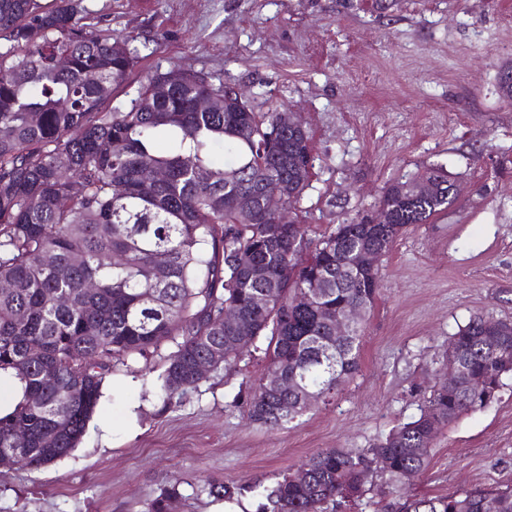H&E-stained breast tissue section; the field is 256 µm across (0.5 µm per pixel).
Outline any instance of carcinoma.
<instances>
[{
	"mask_svg": "<svg viewBox=\"0 0 512 512\" xmlns=\"http://www.w3.org/2000/svg\"><path fill=\"white\" fill-rule=\"evenodd\" d=\"M85 12L83 0H0V373L22 384L0 417V449L27 469L68 456L115 363L165 343L173 350L158 380L167 403L201 382L194 366L211 346H225L224 367L237 364L226 309L265 338V374L294 380L277 391L259 382L249 401L251 420L283 428L306 411L294 386L325 397L358 370L364 322L343 336L330 327L351 305L370 310L379 294V271L354 267V253L387 252L405 227L448 210L454 181L441 167L393 181L379 200L389 223L367 224L359 211L315 241L296 216L269 224L257 194L284 187L295 194L286 208L295 207L313 168L310 132L281 129L277 110L226 100L223 81L177 67L148 72L134 97L119 99L138 52L84 23ZM147 168L166 180L144 179ZM418 180L426 192L409 188ZM251 262L271 278L251 280ZM158 268L167 271L161 288L152 284ZM260 292L263 308L253 304ZM299 293L311 297L304 309L293 304ZM448 346L456 383H436L417 416L367 448L312 454L302 463L310 480L283 475L261 512H327L360 500L375 479L394 494L406 472L424 470L427 432L489 404L466 379L500 390L512 326L474 319ZM396 512H512V487L407 497Z\"/></svg>",
	"mask_w": 512,
	"mask_h": 512,
	"instance_id": "1",
	"label": "carcinoma"
}]
</instances>
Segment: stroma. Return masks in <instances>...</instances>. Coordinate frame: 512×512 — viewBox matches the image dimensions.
<instances>
[{"instance_id": "1", "label": "stroma", "mask_w": 512, "mask_h": 512, "mask_svg": "<svg viewBox=\"0 0 512 512\" xmlns=\"http://www.w3.org/2000/svg\"><path fill=\"white\" fill-rule=\"evenodd\" d=\"M90 23L155 68L204 72L265 112H300L314 168L297 212L311 238L383 186L432 166L460 198L407 226L383 256L360 369L284 429L250 423L263 353L211 371L165 405L154 373L169 345L117 366L80 444L37 470L0 468V512H258L261 489L325 448L359 450L417 415L443 376L448 339L471 319L512 321V0H84ZM164 34L155 45L154 34ZM239 487L231 502L204 478ZM512 484V372L496 400L434 439L413 497Z\"/></svg>"}]
</instances>
